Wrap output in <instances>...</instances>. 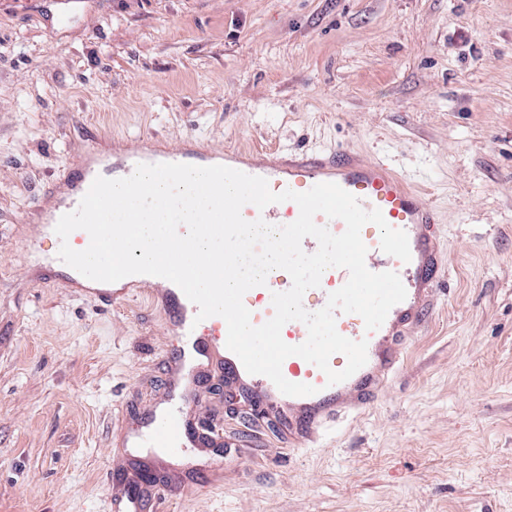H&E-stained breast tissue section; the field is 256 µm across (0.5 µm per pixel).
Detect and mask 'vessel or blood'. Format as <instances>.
<instances>
[{
  "label": "vessel or blood",
  "mask_w": 512,
  "mask_h": 512,
  "mask_svg": "<svg viewBox=\"0 0 512 512\" xmlns=\"http://www.w3.org/2000/svg\"><path fill=\"white\" fill-rule=\"evenodd\" d=\"M141 163L224 165L265 178L276 193L286 189L304 192L316 184L333 182L356 196L364 209H379L391 227L406 232L411 259L405 263L381 250L380 231L376 225L368 224L362 228L368 269L397 273L407 296L391 308L383 325L372 332L366 331L361 316L336 313V328L341 335L368 342L366 364L348 379L331 385L325 372L301 357L291 356L283 362L282 374L288 381L315 387V394L308 396L285 395L266 376L248 373L240 359L226 346L227 325L224 319L212 316L197 320V306L177 285L160 277L152 291L154 299L165 310L175 334L190 344L196 353L195 359H182L177 363L182 383L195 382L203 368L211 362H219L230 385L249 394L263 414L282 420L289 434L302 438L317 435L322 426L342 414L368 406L399 361L400 340L423 322L428 298L441 271L434 235L439 215L424 200L421 192L411 187L405 178L394 174L385 163L353 158L344 149L285 162L274 156L224 152L191 143L174 149L150 138L114 157L109 169L112 173L128 176ZM98 175L99 171L92 163H83L66 174L59 186L53 187L52 192L58 195L59 200L45 218L47 234H54L62 215L77 209ZM241 215L248 221L261 219L282 226L298 218L299 207L292 201L271 204L262 210L247 204L243 206ZM348 278L346 269H326L319 286L304 294V308L325 307L329 294L341 288ZM291 284L290 275L277 269L267 276L265 285L253 287L245 293L243 302L251 313L253 325H262L273 317V293L287 291ZM215 440L214 433L201 431L183 412L165 411L152 415L146 432L137 438L136 444L161 448L167 455L175 456L185 447L211 444Z\"/></svg>",
  "instance_id": "b4317fda"
}]
</instances>
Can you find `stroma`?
Returning <instances> with one entry per match:
<instances>
[{"instance_id":"obj_1","label":"stroma","mask_w":512,"mask_h":512,"mask_svg":"<svg viewBox=\"0 0 512 512\" xmlns=\"http://www.w3.org/2000/svg\"><path fill=\"white\" fill-rule=\"evenodd\" d=\"M146 135L388 157L439 210L444 275L371 405L292 446L216 370L193 410L223 447H127L183 342L147 293L45 271L31 213ZM133 475L140 512H512V0H0V512H125Z\"/></svg>"}]
</instances>
